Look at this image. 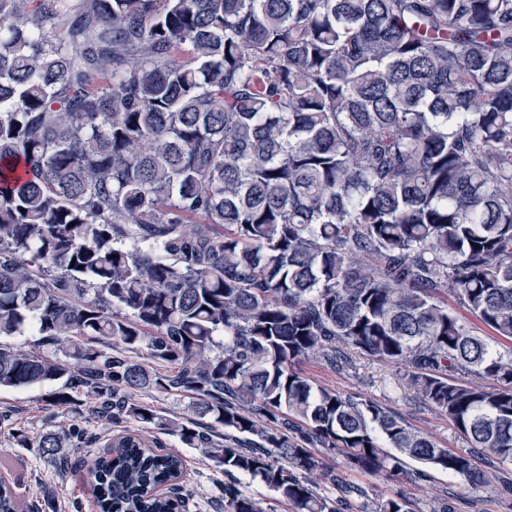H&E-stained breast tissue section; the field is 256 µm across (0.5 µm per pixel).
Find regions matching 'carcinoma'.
I'll return each mask as SVG.
<instances>
[{
	"instance_id": "obj_1",
	"label": "carcinoma",
	"mask_w": 512,
	"mask_h": 512,
	"mask_svg": "<svg viewBox=\"0 0 512 512\" xmlns=\"http://www.w3.org/2000/svg\"><path fill=\"white\" fill-rule=\"evenodd\" d=\"M450 293L512 344V0H0V338L37 336L0 344V389L60 384L17 447L67 469L91 397L199 449L224 512H263L238 474L345 512L336 457L464 493L512 465V349ZM344 348L406 368L475 454L292 368ZM102 438L98 512L185 510L180 454ZM132 398L154 407L159 414L174 418L182 413L188 399L157 392H133Z\"/></svg>"
}]
</instances>
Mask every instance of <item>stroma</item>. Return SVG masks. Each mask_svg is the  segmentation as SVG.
I'll list each match as a JSON object with an SVG mask.
<instances>
[{
  "label": "stroma",
  "instance_id": "35a3bbf8",
  "mask_svg": "<svg viewBox=\"0 0 512 512\" xmlns=\"http://www.w3.org/2000/svg\"><path fill=\"white\" fill-rule=\"evenodd\" d=\"M295 368L315 384L379 403L443 447L463 455L473 451L470 440L450 424L444 413L419 400L400 368L359 353L354 356L353 368L344 371L312 358L296 362ZM53 391L50 385L0 391V411H11L19 425L33 432L38 431L44 423L45 402ZM161 441L168 450L178 452L184 458V479L187 486L193 487L196 492L194 501L187 506L188 512H224L216 488L217 483L223 482V475L215 471L199 450L186 447L177 438L168 435L162 436ZM103 451V445L99 442H89L72 449L71 467L59 472L31 452L16 447L7 428L1 427L0 481L13 489L21 512H34L39 498L47 494L55 498L59 512H96L93 492L83 472L85 464ZM421 469V464L412 462L402 475L389 478L382 474L371 475L340 463L336 466V475L360 487L372 498L405 493L412 502L413 512H429L433 500L444 497L451 499L455 512H512V494L506 493L497 480H490L477 490L463 495L459 492L456 478L434 472L424 479L420 476Z\"/></svg>",
  "mask_w": 512,
  "mask_h": 512
}]
</instances>
